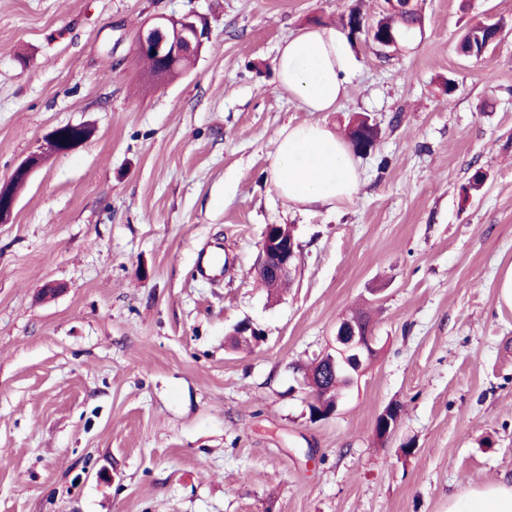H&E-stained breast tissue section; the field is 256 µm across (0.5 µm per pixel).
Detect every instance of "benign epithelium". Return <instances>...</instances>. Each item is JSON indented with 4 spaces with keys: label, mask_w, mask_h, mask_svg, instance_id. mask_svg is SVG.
<instances>
[{
    "label": "benign epithelium",
    "mask_w": 512,
    "mask_h": 512,
    "mask_svg": "<svg viewBox=\"0 0 512 512\" xmlns=\"http://www.w3.org/2000/svg\"><path fill=\"white\" fill-rule=\"evenodd\" d=\"M210 39L208 28L198 21L194 14L180 17L159 15L148 20L135 42V54H150L159 60L162 67L153 75L160 82L167 79L175 70L176 59L186 53L198 54ZM61 152L56 130L43 136L37 150L20 163L12 172L7 183L0 185V223L12 217L18 197L11 186L17 182H29L43 158L48 154ZM279 225H267L256 261L255 270L259 275L273 274L288 277L299 257V244L290 236L282 238L278 234ZM376 336L371 327L364 325L357 314H345L336 321L334 336L331 337L328 351L331 352L330 368L334 373L347 371L362 375L376 352ZM398 424V416L393 407L386 408L376 421L375 433L381 438L391 437Z\"/></svg>",
    "instance_id": "7a95c632"
}]
</instances>
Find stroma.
I'll return each instance as SVG.
<instances>
[{"mask_svg": "<svg viewBox=\"0 0 512 512\" xmlns=\"http://www.w3.org/2000/svg\"><path fill=\"white\" fill-rule=\"evenodd\" d=\"M415 4L406 46L354 41L347 98L306 112L278 44L382 0H0V183L50 130H91L0 223V512H448L512 479V0ZM189 12L205 48L147 84L142 24ZM488 21L499 40L461 55ZM360 115L381 137L353 201L288 205L267 179L281 129ZM270 224L300 245L278 291L254 270ZM217 247L223 277H198ZM353 311L377 353L312 421L299 368ZM241 321L258 346H232ZM501 30L497 23H481L469 28L461 37V46L469 51V57H483L486 51L494 44H490L486 51H483L488 41H493L498 31ZM459 41V42H460Z\"/></svg>", "mask_w": 512, "mask_h": 512, "instance_id": "35a3bbf8", "label": "stroma"}]
</instances>
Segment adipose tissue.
Here are the masks:
<instances>
[{
	"label": "adipose tissue",
	"mask_w": 512,
	"mask_h": 512,
	"mask_svg": "<svg viewBox=\"0 0 512 512\" xmlns=\"http://www.w3.org/2000/svg\"><path fill=\"white\" fill-rule=\"evenodd\" d=\"M279 87L308 112H328L347 97L358 65L345 33L304 26L281 42L273 59ZM283 199L330 209L352 201L361 173L346 141L320 122L286 126L268 169ZM448 512H512V481L489 483L451 497Z\"/></svg>",
	"instance_id": "ef3b65f1"
}]
</instances>
